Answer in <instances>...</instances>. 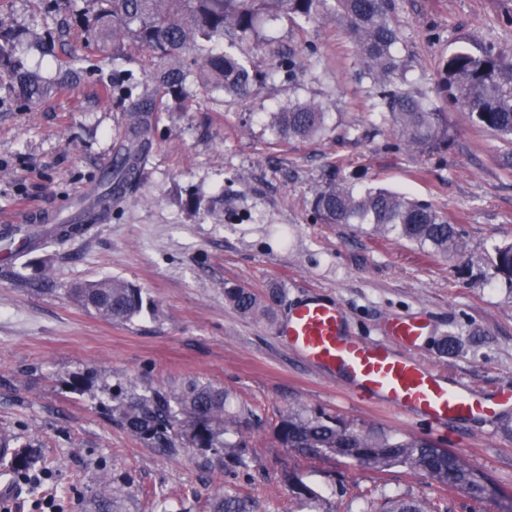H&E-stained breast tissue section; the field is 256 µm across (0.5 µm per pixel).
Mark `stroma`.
Listing matches in <instances>:
<instances>
[{
	"label": "stroma",
	"instance_id": "1",
	"mask_svg": "<svg viewBox=\"0 0 512 512\" xmlns=\"http://www.w3.org/2000/svg\"><path fill=\"white\" fill-rule=\"evenodd\" d=\"M394 4L396 51L410 62L409 78L435 83L440 60L463 47L512 50V0ZM0 13L50 31L68 16L44 0H0ZM267 33L310 52L295 83L281 78L244 100L199 89L155 113L136 187L88 233L45 240L0 268V437L30 445L34 465L50 468L47 488L81 487L80 499L49 509L0 475V512H88L112 495L104 473L129 491L127 512H157L161 500L169 512H209V499L226 487L254 499L259 512H308L283 483L288 471L332 512H362L366 496L383 491L442 498L449 512H512V411L435 428L359 402L277 333L311 296L341 304L348 330L369 341L422 313L425 335L399 354L484 394L512 388V286L492 270L494 245L512 243V173L501 166L512 142L452 109L447 149L409 151L370 124L373 89L356 74L344 27L320 21L296 34L283 22ZM66 53L89 57L98 72L26 106L0 77V219H65L125 135L127 114L106 93L110 54L89 52L75 30L53 54L33 43L17 50L41 72ZM294 91L327 100L333 123L358 127L359 140L273 141L268 114ZM333 174L358 189L381 186L430 203L456 224L461 256L446 261L353 224L321 223L313 191ZM194 198L200 207L192 211ZM106 276L142 287L139 315L111 322L78 303L76 284ZM232 285L267 302L268 317L242 316L225 302ZM189 379L224 388L230 407L251 410L247 470L194 448L167 457L113 422L125 395ZM298 405L424 437L464 457L486 491L447 497L430 478L400 468L303 456L277 437L281 415Z\"/></svg>",
	"mask_w": 512,
	"mask_h": 512
}]
</instances>
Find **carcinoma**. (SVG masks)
<instances>
[{"label": "carcinoma", "instance_id": "carcinoma-1", "mask_svg": "<svg viewBox=\"0 0 512 512\" xmlns=\"http://www.w3.org/2000/svg\"><path fill=\"white\" fill-rule=\"evenodd\" d=\"M65 5L87 45L112 50V59L131 62V47L148 51L164 64L153 87L144 85L134 71L112 70V96L127 105L129 119L123 144L114 154L112 169L100 180V192L85 211L83 221L68 226L67 233L88 231L97 216L110 208L136 182L150 151V125L155 112L185 100L192 86L220 90L234 98L252 96L258 84L284 73L293 79L305 68L294 49L268 37L264 29L284 21L296 30L321 19L345 27L355 46L360 74L370 81L376 101L371 112L412 151L430 153L448 146V118L429 93L408 80V64L393 52L398 41L392 21L393 0H52ZM25 32L0 18V75H6L16 99L26 106L51 92L72 85L74 61L58 63V82L46 83L37 71L23 67L16 57ZM265 50L270 63L264 74L251 69L245 47ZM436 93L475 117L483 127L512 141V53L493 44L461 49L443 58ZM330 109L316 98H290L269 113L267 128L280 142L304 140L330 131ZM314 211L325 224L368 226L381 235H394L442 258L461 252L456 225L431 205L378 187L355 190L346 180L330 178L314 194ZM494 274L512 286V244L495 247ZM80 304L114 322H124L141 312L142 289L112 278L81 283L72 289ZM224 299L244 316L267 311L257 297L241 287L224 289ZM221 388L189 380L178 388L156 387L145 394L132 393L112 408V421L149 442L170 458L186 448L224 449V461L245 469L249 461L251 421L248 411H232ZM234 431L238 441L223 440ZM277 435L287 448L307 455L332 453L353 463L383 472L403 467L428 476L450 490L473 496L484 486L457 454L435 447L428 440L397 436L377 427L354 428L305 407L288 409L279 421ZM15 480H25L30 457L21 449L4 461ZM288 490L311 512H330L323 500L296 473L285 476ZM127 492L112 487V504L98 512H125ZM212 512H256L255 503L229 489L217 494ZM362 512H448V508L421 497L384 494L367 502Z\"/></svg>", "mask_w": 512, "mask_h": 512}]
</instances>
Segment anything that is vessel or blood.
Instances as JSON below:
<instances>
[{
  "label": "vessel or blood",
  "mask_w": 512,
  "mask_h": 512,
  "mask_svg": "<svg viewBox=\"0 0 512 512\" xmlns=\"http://www.w3.org/2000/svg\"><path fill=\"white\" fill-rule=\"evenodd\" d=\"M288 348L323 371L345 378L359 400L419 416L436 425L452 420L492 419L512 406V394L479 396L448 385L432 368L397 354L394 344H416L422 317L392 323L388 342H367L351 335L342 307L310 298L298 303L278 325Z\"/></svg>",
  "instance_id": "vessel-or-blood-1"
}]
</instances>
